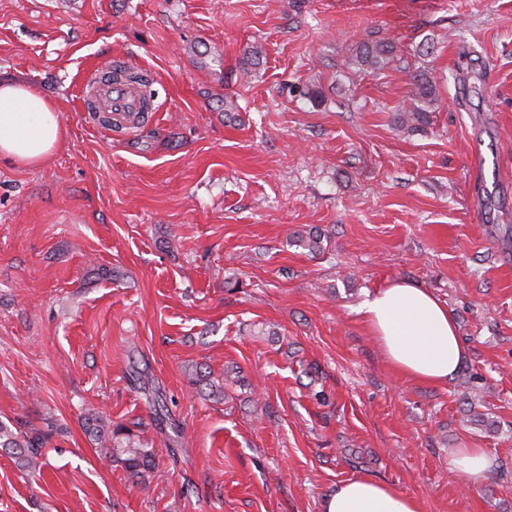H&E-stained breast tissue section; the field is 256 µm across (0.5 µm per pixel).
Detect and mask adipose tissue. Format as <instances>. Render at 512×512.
<instances>
[{
	"label": "adipose tissue",
	"mask_w": 512,
	"mask_h": 512,
	"mask_svg": "<svg viewBox=\"0 0 512 512\" xmlns=\"http://www.w3.org/2000/svg\"><path fill=\"white\" fill-rule=\"evenodd\" d=\"M58 112L56 102L26 84H0V158L22 166L46 163L66 136ZM360 312L401 376L428 385L455 376L465 351L453 317L429 290L396 282L377 290ZM322 510L424 512V504L390 485L358 477L337 485Z\"/></svg>",
	"instance_id": "adipose-tissue-1"
}]
</instances>
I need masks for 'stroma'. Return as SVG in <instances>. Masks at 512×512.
Returning <instances> with one entry per match:
<instances>
[{
	"mask_svg": "<svg viewBox=\"0 0 512 512\" xmlns=\"http://www.w3.org/2000/svg\"><path fill=\"white\" fill-rule=\"evenodd\" d=\"M382 37L402 64L360 68ZM110 59L154 75L124 133L86 109ZM418 70L438 102L400 130ZM0 80L66 130L43 166L0 159V420L64 429L35 472L0 449V512H322L352 477L425 512H512V0H0ZM308 230L320 254L295 246ZM398 280L455 319L446 384L398 375L362 320ZM95 416L153 449L150 482L104 462ZM464 447L493 457L485 482L451 470ZM132 381L135 387L142 392L146 398L148 407L153 411V421L162 434L171 431L175 436H179V423H176L168 415L165 395L157 383L150 380L143 372L134 371Z\"/></svg>",
	"mask_w": 512,
	"mask_h": 512,
	"instance_id": "35a3bbf8",
	"label": "stroma"
}]
</instances>
